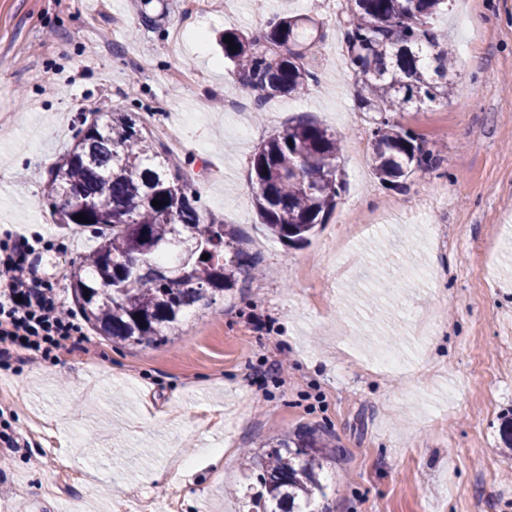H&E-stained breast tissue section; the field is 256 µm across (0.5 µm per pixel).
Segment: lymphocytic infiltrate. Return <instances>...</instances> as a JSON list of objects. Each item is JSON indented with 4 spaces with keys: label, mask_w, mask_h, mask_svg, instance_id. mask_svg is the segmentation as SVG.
<instances>
[{
    "label": "lymphocytic infiltrate",
    "mask_w": 512,
    "mask_h": 512,
    "mask_svg": "<svg viewBox=\"0 0 512 512\" xmlns=\"http://www.w3.org/2000/svg\"><path fill=\"white\" fill-rule=\"evenodd\" d=\"M53 243L37 232L6 234L0 245V360L27 351L52 359L56 349H84L88 338L81 315L64 309L55 281L40 275L30 258Z\"/></svg>",
    "instance_id": "f902f5d3"
}]
</instances>
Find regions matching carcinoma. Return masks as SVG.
<instances>
[{"label": "carcinoma", "instance_id": "1", "mask_svg": "<svg viewBox=\"0 0 512 512\" xmlns=\"http://www.w3.org/2000/svg\"><path fill=\"white\" fill-rule=\"evenodd\" d=\"M446 5L448 0H346L347 70L370 77L356 85V95L360 111L373 113L370 162L384 184L440 164L393 114L426 102L448 104L451 52L433 26ZM224 34L236 45L231 50L222 43L224 58L254 94L256 109L278 96L300 95L317 81L310 50L325 39L323 24L274 16L257 35ZM341 151V139L309 116L288 120L256 148L253 200L272 236L302 243L327 222L344 190ZM47 190L58 223L98 234L97 247L75 265L70 286L89 327L115 342L167 339L188 309L231 290L242 270L259 263L228 225L199 210L183 164L155 143L135 112L111 107L78 129L66 156L48 170ZM78 214L88 222L75 221ZM332 458L314 430L280 439L252 460L266 491L255 499V512H306L312 501L327 499L321 474Z\"/></svg>", "mask_w": 512, "mask_h": 512}]
</instances>
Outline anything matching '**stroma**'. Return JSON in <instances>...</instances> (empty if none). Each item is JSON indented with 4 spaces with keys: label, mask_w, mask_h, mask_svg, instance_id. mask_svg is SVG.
<instances>
[{
    "label": "stroma",
    "mask_w": 512,
    "mask_h": 512,
    "mask_svg": "<svg viewBox=\"0 0 512 512\" xmlns=\"http://www.w3.org/2000/svg\"><path fill=\"white\" fill-rule=\"evenodd\" d=\"M158 27L128 0H0V230L67 236L33 257L50 273L91 252L55 223L47 171L81 112L121 106L174 128L207 176L204 213L260 259L168 341L99 336L87 351L0 369V512H251L246 462L304 429L332 440V512H512V0H450L435 25L459 58L447 106L401 113L441 158L398 187L370 164L369 118L334 56L321 0H171ZM274 15L326 37L319 80L261 113L217 38ZM308 112L343 140L345 189L326 224L288 247L260 223L255 147ZM285 370H276L278 360Z\"/></svg>",
    "instance_id": "35a3bbf8"
}]
</instances>
